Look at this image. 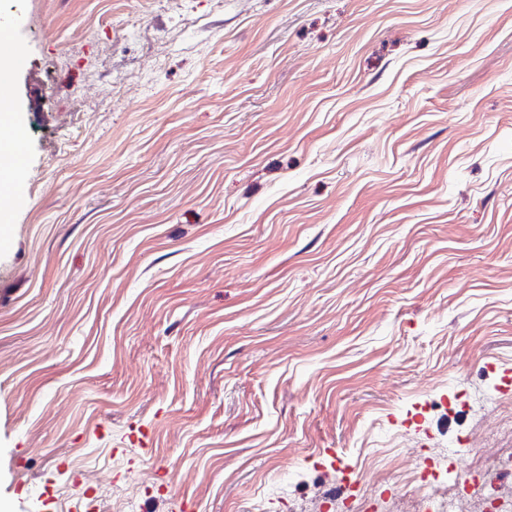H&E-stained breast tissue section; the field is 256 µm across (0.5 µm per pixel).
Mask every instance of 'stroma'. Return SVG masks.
Segmentation results:
<instances>
[{
  "mask_svg": "<svg viewBox=\"0 0 512 512\" xmlns=\"http://www.w3.org/2000/svg\"><path fill=\"white\" fill-rule=\"evenodd\" d=\"M1 11L0 512L408 498L512 416V0Z\"/></svg>",
  "mask_w": 512,
  "mask_h": 512,
  "instance_id": "35a3bbf8",
  "label": "stroma"
}]
</instances>
